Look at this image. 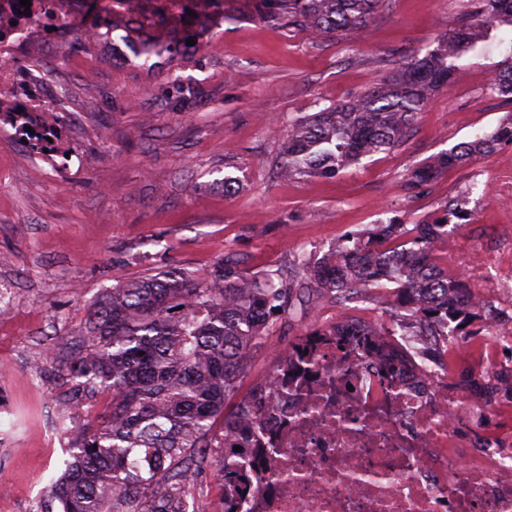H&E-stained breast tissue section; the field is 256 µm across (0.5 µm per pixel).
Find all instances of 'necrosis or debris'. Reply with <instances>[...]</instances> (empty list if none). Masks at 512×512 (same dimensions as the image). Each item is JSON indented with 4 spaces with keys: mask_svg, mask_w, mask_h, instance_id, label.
Returning <instances> with one entry per match:
<instances>
[{
    "mask_svg": "<svg viewBox=\"0 0 512 512\" xmlns=\"http://www.w3.org/2000/svg\"><path fill=\"white\" fill-rule=\"evenodd\" d=\"M112 0H0V22L19 23L0 42V97L21 98L11 59L29 46L30 20L56 27L54 52L103 37ZM207 16L214 0H149L139 21ZM441 362L411 340L357 319L315 321L279 351L259 389L224 428L225 512H512V426L486 411L512 400L484 388L512 381V327L494 323L478 341L430 339ZM478 358L469 389L449 384L445 357Z\"/></svg>",
    "mask_w": 512,
    "mask_h": 512,
    "instance_id": "necrosis-or-debris-1",
    "label": "necrosis or debris"
}]
</instances>
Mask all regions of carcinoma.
Segmentation results:
<instances>
[{
	"instance_id": "cac0c4a2",
	"label": "carcinoma",
	"mask_w": 512,
	"mask_h": 512,
	"mask_svg": "<svg viewBox=\"0 0 512 512\" xmlns=\"http://www.w3.org/2000/svg\"><path fill=\"white\" fill-rule=\"evenodd\" d=\"M271 18L290 27L338 37L359 32L380 0H267ZM437 46L413 57L379 86L331 104L289 125L278 175L283 180L333 178L342 170L398 146L429 100L457 80L459 61L494 43L501 60L490 70L486 94L512 102V0H473ZM10 122L39 154L55 152V128L32 134L27 112ZM512 145V112L490 132L437 153L412 169L403 188L417 196L476 156ZM461 218L454 197L443 216L418 224H374L344 235L319 261L299 257L300 282L277 288L219 263L207 273L162 270L103 291L79 328L80 350L68 363L53 351L45 363L64 379H79L107 394V409L79 429L64 470L32 512H207L197 499L202 471L224 402L250 349L271 335L291 307L295 289L346 299L359 289L394 285L392 327L425 330L474 318H497L461 275L435 265L448 225Z\"/></svg>"
}]
</instances>
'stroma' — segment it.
<instances>
[{
  "label": "stroma",
  "mask_w": 512,
  "mask_h": 512,
  "mask_svg": "<svg viewBox=\"0 0 512 512\" xmlns=\"http://www.w3.org/2000/svg\"><path fill=\"white\" fill-rule=\"evenodd\" d=\"M224 22L207 45L184 26L155 68L107 45H72L43 69L64 89L38 123L57 124L60 151L17 160L26 147L0 136V281L15 311L0 322V512H29L68 457L54 425L70 385L41 367L45 347L70 360L90 301L120 281L172 267L232 263L247 277L297 275L300 253L317 260L349 230L442 215L448 198L466 211L435 252L440 267L493 295L512 265V145L449 172L408 198L405 174L478 131L512 104L483 93L499 56L472 55L449 90L432 98L404 142L332 179H280L295 118L342 103L424 56L454 27L466 0H382L365 29L336 38L261 18L259 0H222ZM235 177L225 192V177ZM371 291L349 305L313 293L254 348L224 406L232 413L264 378L276 348L315 311L390 325Z\"/></svg>",
  "instance_id": "obj_1"
}]
</instances>
